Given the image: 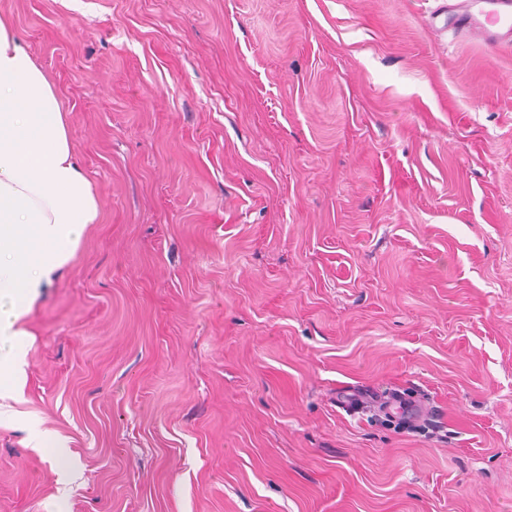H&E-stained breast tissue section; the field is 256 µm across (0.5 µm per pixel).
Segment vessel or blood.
<instances>
[{
	"mask_svg": "<svg viewBox=\"0 0 512 512\" xmlns=\"http://www.w3.org/2000/svg\"><path fill=\"white\" fill-rule=\"evenodd\" d=\"M430 24L439 32L450 28L512 49V0H448Z\"/></svg>",
	"mask_w": 512,
	"mask_h": 512,
	"instance_id": "vessel-or-blood-1",
	"label": "vessel or blood"
}]
</instances>
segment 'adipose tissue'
Segmentation results:
<instances>
[{"instance_id": "obj_1", "label": "adipose tissue", "mask_w": 512, "mask_h": 512, "mask_svg": "<svg viewBox=\"0 0 512 512\" xmlns=\"http://www.w3.org/2000/svg\"><path fill=\"white\" fill-rule=\"evenodd\" d=\"M102 213L54 85L0 14V399L22 385V319Z\"/></svg>"}]
</instances>
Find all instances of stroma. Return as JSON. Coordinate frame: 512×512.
<instances>
[{
	"label": "stroma",
	"instance_id": "obj_1",
	"mask_svg": "<svg viewBox=\"0 0 512 512\" xmlns=\"http://www.w3.org/2000/svg\"><path fill=\"white\" fill-rule=\"evenodd\" d=\"M443 2L0 0L104 211L0 512H512V50Z\"/></svg>",
	"mask_w": 512,
	"mask_h": 512
}]
</instances>
